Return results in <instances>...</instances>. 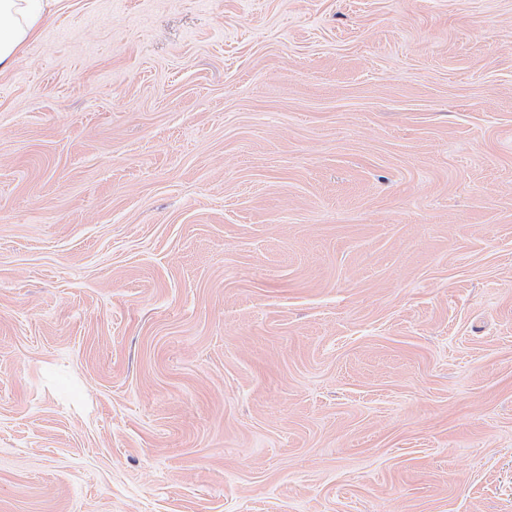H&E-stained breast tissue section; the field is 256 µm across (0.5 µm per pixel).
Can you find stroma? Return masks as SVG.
Returning a JSON list of instances; mask_svg holds the SVG:
<instances>
[{
    "label": "stroma",
    "instance_id": "obj_1",
    "mask_svg": "<svg viewBox=\"0 0 512 512\" xmlns=\"http://www.w3.org/2000/svg\"><path fill=\"white\" fill-rule=\"evenodd\" d=\"M0 512H512V0H60Z\"/></svg>",
    "mask_w": 512,
    "mask_h": 512
}]
</instances>
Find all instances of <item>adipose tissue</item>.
Returning a JSON list of instances; mask_svg holds the SVG:
<instances>
[{
  "label": "adipose tissue",
  "mask_w": 512,
  "mask_h": 512,
  "mask_svg": "<svg viewBox=\"0 0 512 512\" xmlns=\"http://www.w3.org/2000/svg\"><path fill=\"white\" fill-rule=\"evenodd\" d=\"M59 0H0V72L18 62L42 19Z\"/></svg>",
  "instance_id": "adipose-tissue-1"
}]
</instances>
